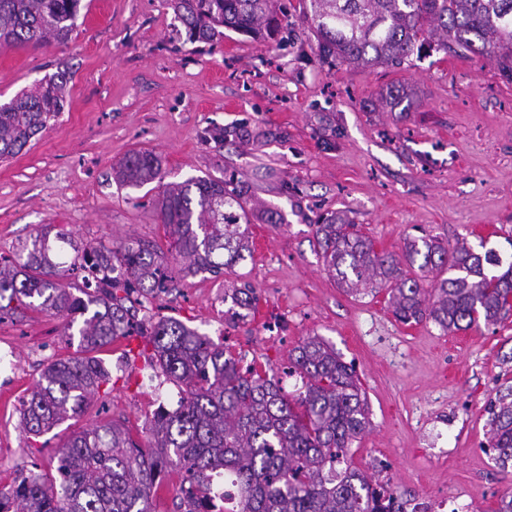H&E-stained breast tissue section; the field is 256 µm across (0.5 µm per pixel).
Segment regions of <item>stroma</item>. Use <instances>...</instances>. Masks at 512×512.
I'll use <instances>...</instances> for the list:
<instances>
[{"instance_id": "stroma-1", "label": "stroma", "mask_w": 512, "mask_h": 512, "mask_svg": "<svg viewBox=\"0 0 512 512\" xmlns=\"http://www.w3.org/2000/svg\"><path fill=\"white\" fill-rule=\"evenodd\" d=\"M275 39L235 32L189 43L167 0H81L68 44L0 47V104L66 69L63 112L18 155L0 160V254L51 228L79 243L129 239L167 248L159 183L120 185L132 151L161 156L167 179L232 184L252 211L251 252L232 271L184 275L168 260L172 293L143 316L173 317L244 364L280 375L309 336L354 365L372 426L353 462L402 497L454 500L491 512L512 492L483 445L485 405L512 380V318L445 334L406 326L384 294L351 297L325 270L314 226L331 212L359 224L378 250L402 254L422 236L478 245L512 261V81L492 61L428 50L397 67L331 65L298 0ZM409 105L390 107L392 88ZM250 285L256 307L227 316L224 298ZM18 374L0 371V487L40 465L82 428L116 421L151 440V391L176 407L181 389L115 343L111 373L83 415L37 437L19 426L22 402L52 360L80 356L57 315L26 309L0 322Z\"/></svg>"}]
</instances>
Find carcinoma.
<instances>
[{
	"label": "carcinoma",
	"mask_w": 512,
	"mask_h": 512,
	"mask_svg": "<svg viewBox=\"0 0 512 512\" xmlns=\"http://www.w3.org/2000/svg\"><path fill=\"white\" fill-rule=\"evenodd\" d=\"M81 0H0V45L22 46L71 40ZM187 40L213 42L224 31L271 38L287 17L279 0H170ZM321 56L331 62L398 66L432 39L437 49L492 59L512 80V0H299ZM72 79L59 71L36 91L0 105V159L17 155L49 121L61 114ZM158 156L133 151L118 181L142 187L162 182ZM160 221L170 237L168 252L184 262L182 272L232 269L250 251L248 212L239 195L220 180L196 177L165 187ZM71 245L72 270L82 285L57 280L59 263L50 231L31 237L20 254L0 255V321L12 304L67 319L84 316L78 330L86 356L46 365L23 402L20 426L40 436L81 416L110 381L101 349L123 337H141L152 347L148 366L185 387L174 409L150 420L154 440L140 447L115 422L72 434L57 451L56 474L31 470L0 488V512H152L154 490L171 469L182 477L184 512L206 507L212 474H231L238 486L237 512H406L408 501L386 484L353 467L349 448L368 431L370 405L353 365L318 336H309L289 356L288 373L302 386L287 395L280 381L240 359L224 344L174 318L149 325L138 318L141 300L173 288L158 247ZM327 270L350 296L387 290L388 304L404 324L433 322L444 332L497 326L512 316V262L459 243L448 249L433 237L407 241L403 256L378 251L345 215L331 213L315 225ZM436 271L444 278L427 293L412 275ZM233 306L252 309L254 289L238 288ZM489 447L503 470L512 464V385L487 407Z\"/></svg>",
	"instance_id": "1"
}]
</instances>
